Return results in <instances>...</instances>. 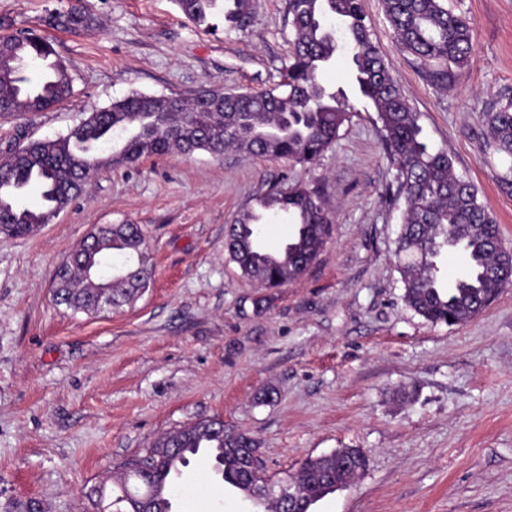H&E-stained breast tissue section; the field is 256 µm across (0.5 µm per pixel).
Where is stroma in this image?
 Instances as JSON below:
<instances>
[{"mask_svg":"<svg viewBox=\"0 0 512 512\" xmlns=\"http://www.w3.org/2000/svg\"><path fill=\"white\" fill-rule=\"evenodd\" d=\"M472 25L452 89L403 50L382 0H364L375 42L512 249L511 162L485 115L512 99V0H446ZM69 0H0V35L48 34L73 79L47 112L0 115V151L25 133L56 137L134 92H259L291 50L286 0H254L246 25L205 32L175 0H82L79 32L48 26ZM394 170L370 106L318 162L225 150L171 152L104 168L55 221L0 235V512H93L88 494L165 433L210 418L252 435L267 477L339 448L369 468L312 512H512V288L463 325L433 324L403 300L395 258ZM317 190L330 237L281 288L244 278L224 252L228 224L272 187ZM140 225L153 277L130 306L96 315L53 300L56 267L99 224ZM174 512H253L204 455L172 489Z\"/></svg>","mask_w":512,"mask_h":512,"instance_id":"35a3bbf8","label":"stroma"}]
</instances>
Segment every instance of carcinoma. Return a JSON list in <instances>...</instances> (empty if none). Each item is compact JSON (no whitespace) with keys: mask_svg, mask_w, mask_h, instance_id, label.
I'll list each match as a JSON object with an SVG mask.
<instances>
[{"mask_svg":"<svg viewBox=\"0 0 512 512\" xmlns=\"http://www.w3.org/2000/svg\"><path fill=\"white\" fill-rule=\"evenodd\" d=\"M176 0L191 23L205 31L244 25L253 0ZM385 17L404 48L429 66L428 76L452 86L457 71L470 61L471 22L444 6V0H382ZM292 50L283 79L261 92L226 94L222 88L200 91L201 97L177 104L133 92L86 115L63 136L23 143L0 158V235L24 238L49 223L73 201L83 183L100 169L132 166L172 150L214 156L226 148L270 159L312 164L331 149L349 121L355 104L347 92L327 85L323 69L344 52L351 65L355 97L376 114L383 148L394 174L387 200L400 211L397 246L404 300L431 323L463 324L512 286L495 270L508 263L495 248L498 224L478 200L476 188L458 177L452 158L432 149L423 136L420 113L372 37L363 0H288ZM48 25L78 31L92 25L79 6L52 15ZM37 68L33 80L25 67ZM72 77L51 41L30 29L0 36V112H46L67 100ZM496 153L512 159V99L486 113ZM39 190L36 206L19 203L28 187ZM268 217H286L294 230L287 251L276 260L258 243L259 225ZM331 218L320 195L301 184L272 188L229 225L225 250L242 276L263 288H277L302 277L330 235ZM458 249L467 256V270L453 287H437V258ZM152 276L145 237L136 224H101L90 244L71 253L54 275L56 303L75 312L96 314L101 294H112V306L133 302ZM247 448L258 451L249 434L225 427L217 419L170 431L113 477L118 494H106L107 481L94 489L110 510L132 512L146 499L152 512H172L170 479L174 470L205 450L222 479L264 505V512H282L274 496L258 493L261 468L244 459ZM369 467V459L346 454L308 458L294 473L280 479L301 489L297 512L339 488L352 484Z\"/></svg>","mask_w":512,"mask_h":512,"instance_id":"1","label":"carcinoma"}]
</instances>
